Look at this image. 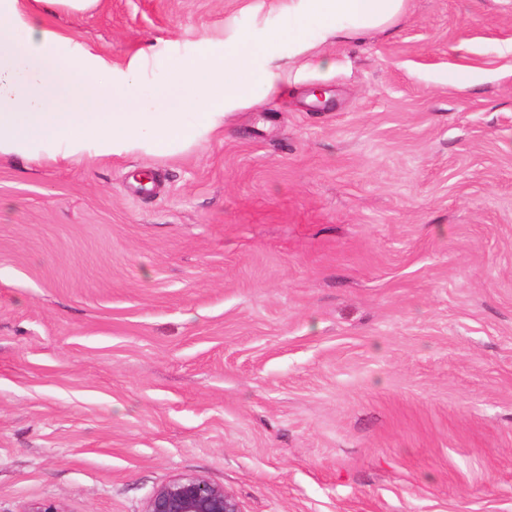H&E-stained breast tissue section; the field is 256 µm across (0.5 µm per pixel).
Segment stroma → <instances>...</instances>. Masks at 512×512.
Masks as SVG:
<instances>
[{
	"label": "stroma",
	"mask_w": 512,
	"mask_h": 512,
	"mask_svg": "<svg viewBox=\"0 0 512 512\" xmlns=\"http://www.w3.org/2000/svg\"><path fill=\"white\" fill-rule=\"evenodd\" d=\"M285 5L50 22L148 92ZM281 65L175 154L0 157V512H142L178 474L244 512H512V0Z\"/></svg>",
	"instance_id": "35a3bbf8"
}]
</instances>
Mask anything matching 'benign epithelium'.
Masks as SVG:
<instances>
[{
  "label": "benign epithelium",
  "mask_w": 512,
  "mask_h": 512,
  "mask_svg": "<svg viewBox=\"0 0 512 512\" xmlns=\"http://www.w3.org/2000/svg\"><path fill=\"white\" fill-rule=\"evenodd\" d=\"M21 512H68L51 500H31ZM142 512H244L234 494L198 475L181 474L156 487Z\"/></svg>",
  "instance_id": "7a95c632"
}]
</instances>
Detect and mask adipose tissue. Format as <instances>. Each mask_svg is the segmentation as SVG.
I'll return each instance as SVG.
<instances>
[{
	"label": "adipose tissue",
	"instance_id": "adipose-tissue-1",
	"mask_svg": "<svg viewBox=\"0 0 512 512\" xmlns=\"http://www.w3.org/2000/svg\"><path fill=\"white\" fill-rule=\"evenodd\" d=\"M406 0H288L280 28L258 27L194 59L142 94L135 70L115 76L51 14L100 0H0V156L66 161L85 154L174 153L220 128L256 94H284L282 55L365 35L399 18Z\"/></svg>",
	"mask_w": 512,
	"mask_h": 512
}]
</instances>
